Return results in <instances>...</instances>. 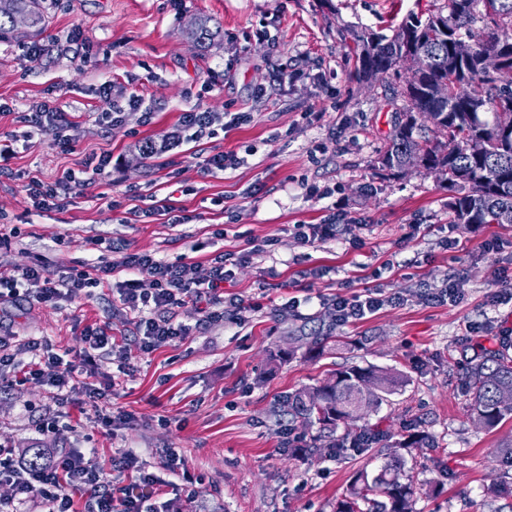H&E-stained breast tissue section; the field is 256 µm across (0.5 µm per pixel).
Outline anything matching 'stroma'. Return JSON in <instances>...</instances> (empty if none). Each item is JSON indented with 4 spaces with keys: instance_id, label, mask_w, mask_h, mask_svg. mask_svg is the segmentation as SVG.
Segmentation results:
<instances>
[{
    "instance_id": "stroma-1",
    "label": "stroma",
    "mask_w": 512,
    "mask_h": 512,
    "mask_svg": "<svg viewBox=\"0 0 512 512\" xmlns=\"http://www.w3.org/2000/svg\"><path fill=\"white\" fill-rule=\"evenodd\" d=\"M445 0H43L46 30L33 39L0 40V138L21 132L19 113L41 104L67 112L70 151L50 136L33 137L0 176V231H17L0 251V271L44 259L45 273L84 269L97 258L93 240L128 244L167 262L193 257L207 264L213 249L241 250L268 241L270 252L225 283L226 294L261 302L245 322L232 317L185 341L128 360L103 354L96 381L112 385L113 409L136 426L105 434L92 416L72 408L56 437L39 435L54 402L48 387L0 378V444L31 448H93L101 462L132 452L156 462L178 448L194 477V512H333L359 469L377 472L390 457L380 446L295 456L286 438L306 445L319 425L289 423L273 408L289 394L331 379L351 365L391 368L407 377L388 402L369 410L388 442L424 431L427 444L404 453L405 473L419 485L414 512H512V495L494 491L499 446L512 439V419L489 430L469 416L466 376L478 349L512 338V295L498 279L512 250L486 252L495 237L512 243V224L478 231L448 226L445 182L421 168L391 174L378 167L397 112L400 81L387 75L357 82L349 51L353 30L390 35L408 16ZM199 15L220 34L198 43L184 31ZM81 31L90 44L71 40ZM136 91L145 110L122 123L99 124L102 84ZM231 109L252 119L225 136L203 139L147 159L136 141L166 140L182 112L195 106ZM254 146L255 155L245 147ZM218 151L244 157L238 168L205 173L199 158ZM119 156V167L95 179L61 210L36 211L24 187L81 170L91 154ZM330 197H323V190ZM171 199L182 223L150 216ZM335 215V238L303 246L296 224ZM357 233H350V226ZM360 236L354 248L352 236ZM457 237L458 248L443 242ZM454 281L450 305L427 293ZM403 301L346 326L326 302L365 288ZM301 299L298 312L279 307ZM131 336V313L111 285L58 305L0 304V329L38 340L56 353L76 351L86 327ZM323 352H312L316 337ZM288 361L270 366V352Z\"/></svg>"
}]
</instances>
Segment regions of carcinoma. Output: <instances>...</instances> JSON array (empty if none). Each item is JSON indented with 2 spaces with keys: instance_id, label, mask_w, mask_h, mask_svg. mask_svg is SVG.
I'll return each mask as SVG.
<instances>
[{
  "instance_id": "1",
  "label": "carcinoma",
  "mask_w": 512,
  "mask_h": 512,
  "mask_svg": "<svg viewBox=\"0 0 512 512\" xmlns=\"http://www.w3.org/2000/svg\"><path fill=\"white\" fill-rule=\"evenodd\" d=\"M446 10L424 18L411 16L390 37L366 29L351 33L357 81L370 83L390 71L404 73L406 106L379 164L399 171L407 159L419 157L423 168L454 192L448 202L452 224H512V133L501 129L502 112L512 113V0H448ZM16 13L32 14L33 25L16 29ZM487 17L494 32L478 38L473 27ZM45 22L41 0H0V34L7 30L28 38ZM415 53L430 56L427 68H410L408 58ZM487 53L501 59L499 73L482 70ZM404 384V376L392 369L353 365L322 385L289 395L281 413L292 423L314 422L332 431L341 420L363 419L365 410L388 401ZM468 388L476 424L491 429L511 419L512 355L505 349H482L470 368ZM380 437L362 426L348 444L363 445ZM426 442L427 437L416 432L391 446L393 458ZM348 444L333 439L326 448L339 457ZM500 463L503 475L495 488L511 491L506 475L512 473V439L501 447ZM416 491L414 477H403L394 464L375 474L363 468L336 501L334 512H414Z\"/></svg>"
}]
</instances>
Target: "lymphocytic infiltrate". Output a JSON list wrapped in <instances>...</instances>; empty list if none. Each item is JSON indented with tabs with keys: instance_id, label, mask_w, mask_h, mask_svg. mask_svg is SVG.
Listing matches in <instances>:
<instances>
[{
	"instance_id": "lymphocytic-infiltrate-1",
	"label": "lymphocytic infiltrate",
	"mask_w": 512,
	"mask_h": 512,
	"mask_svg": "<svg viewBox=\"0 0 512 512\" xmlns=\"http://www.w3.org/2000/svg\"><path fill=\"white\" fill-rule=\"evenodd\" d=\"M249 118L246 112L217 113L196 107L180 115L168 141L144 139L137 147L145 158L151 159L206 137L215 138ZM22 120L31 133L50 136L54 146L69 150L65 112L44 105L24 114ZM112 166L111 154H92L86 158L82 171L62 170L50 183L30 179L26 191L36 210L61 209L91 179L110 173ZM111 251L112 260H100L86 269L55 278L45 276L39 262L9 274L0 272V300L29 304L72 302L81 298L85 289L101 286L114 274L124 272L128 278L117 285L118 301L135 316L134 335L118 343L108 328H87L81 349L67 361L46 344L18 343L12 334L0 333V368L14 367L19 356L29 355L26 378L52 387L58 408H66L73 404L75 395H83L98 421L115 431L129 427L135 416L103 407L105 393L91 380L97 353L106 351L122 359L134 351L149 354L186 340L193 331L222 322L225 315L238 317L252 311V304L235 296L225 297L224 284L266 253L267 248L255 244L244 250H225L215 254L204 267L186 261L169 263L123 245L112 246ZM383 304L378 290L368 289L349 297L336 296L329 309L336 325L343 326L375 313ZM186 306L195 307L199 313L195 326L177 322L172 315L173 309ZM163 470L182 476L187 485L193 481L188 461L177 448L161 451L154 466L127 453L107 467L92 450H60L47 462L38 464L15 456L13 449L0 444V487L9 490L7 496H0V512H22L23 505L33 499L38 500L40 512H168L162 504L165 481L159 473Z\"/></svg>"
}]
</instances>
